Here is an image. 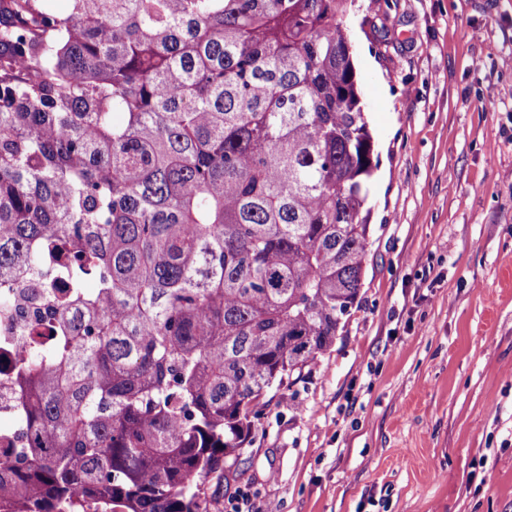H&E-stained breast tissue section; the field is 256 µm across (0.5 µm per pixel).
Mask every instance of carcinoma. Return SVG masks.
I'll use <instances>...</instances> for the list:
<instances>
[{
    "instance_id": "obj_1",
    "label": "carcinoma",
    "mask_w": 512,
    "mask_h": 512,
    "mask_svg": "<svg viewBox=\"0 0 512 512\" xmlns=\"http://www.w3.org/2000/svg\"><path fill=\"white\" fill-rule=\"evenodd\" d=\"M355 0H0V512H205L356 303Z\"/></svg>"
}]
</instances>
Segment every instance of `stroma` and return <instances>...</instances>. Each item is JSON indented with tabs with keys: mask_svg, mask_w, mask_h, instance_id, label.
I'll return each instance as SVG.
<instances>
[{
	"mask_svg": "<svg viewBox=\"0 0 512 512\" xmlns=\"http://www.w3.org/2000/svg\"><path fill=\"white\" fill-rule=\"evenodd\" d=\"M356 4L378 152L359 299L204 507L512 512V0Z\"/></svg>",
	"mask_w": 512,
	"mask_h": 512,
	"instance_id": "35a3bbf8",
	"label": "stroma"
}]
</instances>
